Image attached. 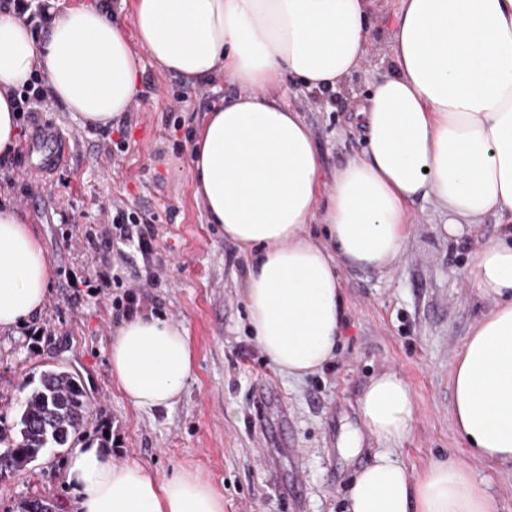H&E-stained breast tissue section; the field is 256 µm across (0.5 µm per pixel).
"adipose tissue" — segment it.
<instances>
[{
    "label": "adipose tissue",
    "mask_w": 512,
    "mask_h": 512,
    "mask_svg": "<svg viewBox=\"0 0 512 512\" xmlns=\"http://www.w3.org/2000/svg\"><path fill=\"white\" fill-rule=\"evenodd\" d=\"M388 2L132 0L127 26L98 0L53 13L42 36L0 13V159L19 147L18 105L36 74L91 129L125 120L148 60L194 86L239 85L190 149L194 195L245 257L242 300L259 349L290 377L321 371L343 331V271L388 270L416 200L452 229L490 214L512 221V0H398L392 72L356 107L364 154L332 177L299 112L273 97L289 73L310 90L340 89ZM53 278L32 224L0 202V330L40 313ZM466 281L488 309L452 365L453 422L472 458L512 465V229L474 253ZM108 362L138 410L172 406L196 372L184 324L144 307L123 313ZM358 412L385 450L356 474L348 512H490L468 463L436 462L415 477L394 458L416 418L395 372L372 379ZM63 479L68 512H224L223 494L195 469L160 480L93 442L72 449Z\"/></svg>",
    "instance_id": "ef3b65f1"
}]
</instances>
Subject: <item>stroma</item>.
<instances>
[{"mask_svg":"<svg viewBox=\"0 0 512 512\" xmlns=\"http://www.w3.org/2000/svg\"><path fill=\"white\" fill-rule=\"evenodd\" d=\"M392 22L389 10L373 17L369 57L340 92L315 94L294 76L284 79L283 99L308 125L325 172L363 150L352 114L357 99L389 72ZM239 92L226 81L194 88L150 63L118 127L86 130L49 104L36 122L22 120L16 155L0 160V173L14 181H1L0 194L33 224L55 277L40 316L19 331H0V423L14 424L23 383L67 369L88 388L82 441L104 443L117 461L138 460L161 478L197 469L223 492L224 512H346L354 474L380 445L364 434L350 454L343 437L359 427L357 400L369 380L391 370L417 402L413 430L395 451L398 462L418 476L437 460L471 461L451 416L450 369L486 310L466 283L470 255L501 237L499 218L451 233L428 202L413 203V231L388 272L343 274L347 315L334 362L323 373L289 378L248 330L240 249L207 222L188 166L209 109ZM39 130L59 137L54 165L31 147ZM117 199L156 220L150 250L126 243L125 260L115 266L109 258ZM78 226L91 242L67 244ZM88 277L97 279L98 294L87 293ZM131 295L189 330L197 370L171 407L132 409L112 384L107 346ZM44 325L50 333L34 336ZM283 419L286 446L277 435ZM68 458L52 452L0 477V512H22L33 496L62 512ZM471 463L488 487L492 512H512V468Z\"/></svg>","mask_w":512,"mask_h":512,"instance_id":"35a3bbf8","label":"stroma"}]
</instances>
